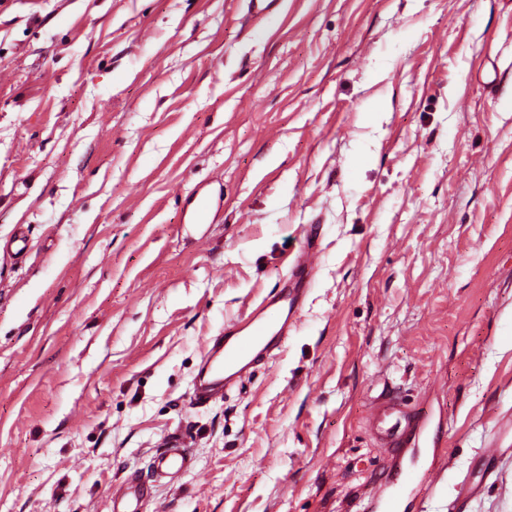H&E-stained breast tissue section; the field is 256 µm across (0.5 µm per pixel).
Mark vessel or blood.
Returning a JSON list of instances; mask_svg holds the SVG:
<instances>
[{
	"mask_svg": "<svg viewBox=\"0 0 512 512\" xmlns=\"http://www.w3.org/2000/svg\"><path fill=\"white\" fill-rule=\"evenodd\" d=\"M313 250H305L289 263L286 284L267 296L246 316L225 328L223 335L210 339L196 376L192 400L205 405L230 385L240 382L252 366L278 348L296 320L313 271ZM391 403L378 405L375 417L386 426L385 449L393 456L389 478L383 482L376 497L385 512H399L405 494L414 488L418 473L407 464L403 448L415 439L418 424L409 423L405 416H392ZM194 457L182 439L169 441L152 458L155 479L175 477L189 470ZM150 489L139 478L127 477L113 495L108 512H143Z\"/></svg>",
	"mask_w": 512,
	"mask_h": 512,
	"instance_id": "vessel-or-blood-1",
	"label": "vessel or blood"
}]
</instances>
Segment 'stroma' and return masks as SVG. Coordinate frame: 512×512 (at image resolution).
<instances>
[{"mask_svg":"<svg viewBox=\"0 0 512 512\" xmlns=\"http://www.w3.org/2000/svg\"><path fill=\"white\" fill-rule=\"evenodd\" d=\"M248 3L0 0V512H106L173 435L144 512H364L386 392L440 451L406 512H512V0ZM313 247L289 262V277L246 316L214 336L198 369L192 400L206 405L229 385L240 382L252 366L278 348L296 320L313 271ZM194 457L189 445L182 439L169 441L165 448H160L152 458V471L156 480L173 478L189 470Z\"/></svg>","mask_w":512,"mask_h":512,"instance_id":"35a3bbf8","label":"stroma"}]
</instances>
